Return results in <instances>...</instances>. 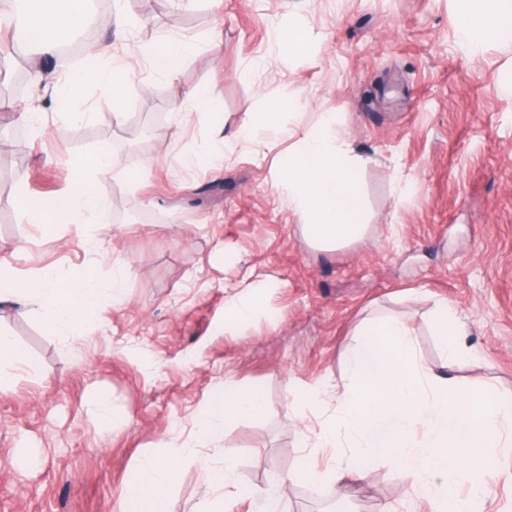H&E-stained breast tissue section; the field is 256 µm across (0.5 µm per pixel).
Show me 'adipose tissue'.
<instances>
[{
	"instance_id": "1",
	"label": "adipose tissue",
	"mask_w": 512,
	"mask_h": 512,
	"mask_svg": "<svg viewBox=\"0 0 512 512\" xmlns=\"http://www.w3.org/2000/svg\"><path fill=\"white\" fill-rule=\"evenodd\" d=\"M25 29L29 41L45 53H53L64 33L75 29L85 17L87 0H26ZM462 7L457 34L470 50L484 42L512 43V0H460ZM112 43L102 39L93 44L82 71L60 90L63 99L81 95L87 77H97L111 93V119L122 116L120 85L111 78L108 63ZM334 116H322L318 125L299 134L288 155V199L304 228L314 237L339 244L355 238L362 230L358 219L361 202L352 166L345 161L347 149L333 131ZM116 158L100 148L79 163L71 187L50 198L19 197L18 204L28 223L55 228L90 219L97 224L110 221L107 200L98 190L100 177L121 175ZM15 291L37 305L56 333L70 331L81 319L99 314L103 296L121 303L123 290L106 287L94 275L80 280L57 278L43 271L16 281ZM265 408L262 390L256 386L230 385L214 392L195 427L200 439L218 440L226 424L260 414ZM179 466L155 458L144 460L129 475L119 498V512H164L163 491L177 478Z\"/></svg>"
}]
</instances>
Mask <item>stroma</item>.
I'll use <instances>...</instances> for the list:
<instances>
[{"label": "stroma", "instance_id": "35a3bbf8", "mask_svg": "<svg viewBox=\"0 0 512 512\" xmlns=\"http://www.w3.org/2000/svg\"><path fill=\"white\" fill-rule=\"evenodd\" d=\"M126 32L102 23L123 78L124 116L102 120L112 99L87 80L77 100L54 90L76 63L12 43L0 29L11 79L41 84L0 105V269L52 270L108 283L102 321L57 335L24 302L0 305V333L38 363L0 391V512H118L126 479L145 457L178 448L180 476L165 512H213L219 492L202 463L229 466L238 483L286 479L288 512H428L388 465L367 480L317 487L289 482L330 405L298 417L292 404L317 385L344 391V351L357 323L391 315L413 331L417 361L439 369L429 316L456 310L474 350L461 379L491 395L512 392V44L474 53L457 38L458 0H112ZM298 27L303 56L278 31ZM164 38L193 53L175 78L158 77L133 47ZM206 85L215 111L186 104ZM294 100V131L334 114L358 163L365 230L346 244L312 241L283 189L291 139L244 142L272 102ZM36 104L40 120L25 114ZM126 147L131 175L106 177L108 224H70L56 237L27 223L18 195L70 187L81 158ZM201 154L206 163L185 165ZM273 281L249 297L251 317L224 325L243 281ZM256 385L264 411L227 426L217 443L195 438L212 390Z\"/></svg>", "mask_w": 512, "mask_h": 512}]
</instances>
